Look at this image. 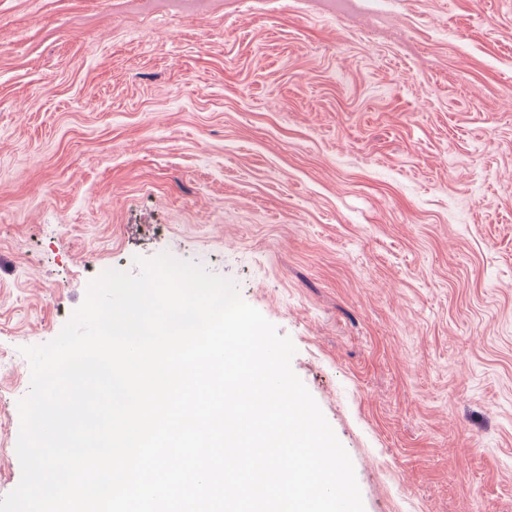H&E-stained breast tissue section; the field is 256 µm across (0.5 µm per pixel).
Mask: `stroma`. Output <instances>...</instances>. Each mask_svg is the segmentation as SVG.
<instances>
[{"label": "stroma", "instance_id": "35a3bbf8", "mask_svg": "<svg viewBox=\"0 0 512 512\" xmlns=\"http://www.w3.org/2000/svg\"><path fill=\"white\" fill-rule=\"evenodd\" d=\"M163 252L292 340L365 512H512V0H0V497L23 347Z\"/></svg>", "mask_w": 512, "mask_h": 512}]
</instances>
